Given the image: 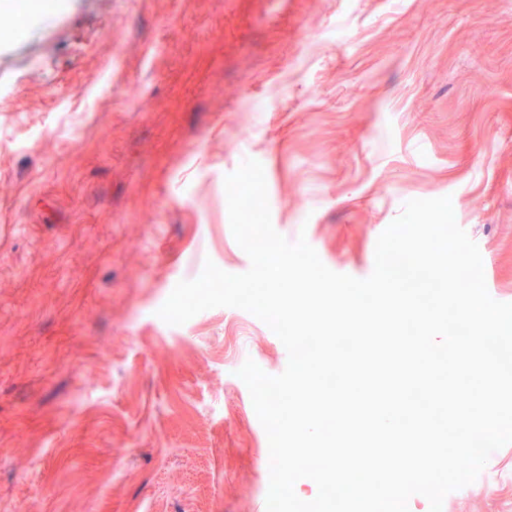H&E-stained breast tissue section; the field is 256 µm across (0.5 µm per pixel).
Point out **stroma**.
Wrapping results in <instances>:
<instances>
[{
	"mask_svg": "<svg viewBox=\"0 0 512 512\" xmlns=\"http://www.w3.org/2000/svg\"><path fill=\"white\" fill-rule=\"evenodd\" d=\"M0 24V512H266L238 369L287 351L237 308L157 315L250 267L224 179L358 276L451 197L512 302V0H47ZM442 512H512V444Z\"/></svg>",
	"mask_w": 512,
	"mask_h": 512,
	"instance_id": "1",
	"label": "stroma"
}]
</instances>
